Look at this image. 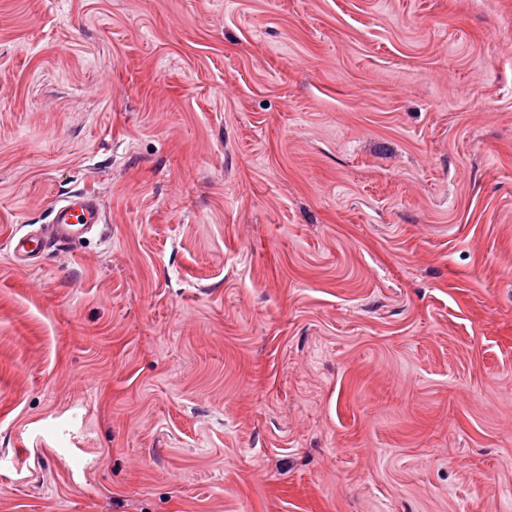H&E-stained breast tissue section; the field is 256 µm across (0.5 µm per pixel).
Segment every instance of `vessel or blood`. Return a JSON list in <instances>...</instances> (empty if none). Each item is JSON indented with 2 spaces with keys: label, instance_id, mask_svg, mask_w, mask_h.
Returning <instances> with one entry per match:
<instances>
[{
  "label": "vessel or blood",
  "instance_id": "obj_1",
  "mask_svg": "<svg viewBox=\"0 0 512 512\" xmlns=\"http://www.w3.org/2000/svg\"><path fill=\"white\" fill-rule=\"evenodd\" d=\"M49 216L44 232L9 239L8 250L15 264L36 266L49 247L66 246L77 234L88 232L106 220L99 198L85 192L56 200L49 210Z\"/></svg>",
  "mask_w": 512,
  "mask_h": 512
}]
</instances>
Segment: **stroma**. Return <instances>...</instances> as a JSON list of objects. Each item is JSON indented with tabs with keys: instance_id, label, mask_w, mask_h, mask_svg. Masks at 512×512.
Here are the masks:
<instances>
[{
	"instance_id": "1",
	"label": "stroma",
	"mask_w": 512,
	"mask_h": 512,
	"mask_svg": "<svg viewBox=\"0 0 512 512\" xmlns=\"http://www.w3.org/2000/svg\"><path fill=\"white\" fill-rule=\"evenodd\" d=\"M0 512H512V0H0ZM49 216L44 233H29L9 239L8 250L15 264L36 266L50 249L49 245L66 246L77 234L86 233L106 220L99 198L87 192L56 200L50 207Z\"/></svg>"
}]
</instances>
